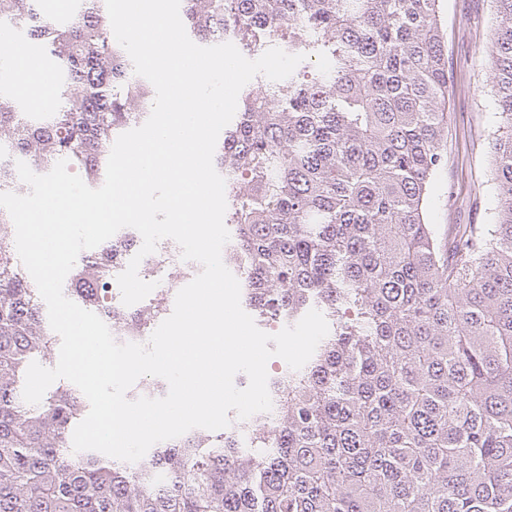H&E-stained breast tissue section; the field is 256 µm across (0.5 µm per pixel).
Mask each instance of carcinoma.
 Listing matches in <instances>:
<instances>
[{"label":"carcinoma","mask_w":512,"mask_h":512,"mask_svg":"<svg viewBox=\"0 0 512 512\" xmlns=\"http://www.w3.org/2000/svg\"><path fill=\"white\" fill-rule=\"evenodd\" d=\"M76 0H0L9 31L41 42L57 74L37 110L0 59V192L15 161L65 159L103 180L115 139L142 125L152 84L103 11ZM441 0H181L190 39L245 37L303 54L282 81L256 76L217 142L230 240L224 264L256 315L329 325L265 417L248 453L222 432L170 439L128 466L75 452L89 402L65 379L22 398L54 345L45 302L0 207V512H512V0H493L494 223L438 237L428 189L448 144ZM124 244L78 257L65 295L140 330L165 297L112 309Z\"/></svg>","instance_id":"carcinoma-1"}]
</instances>
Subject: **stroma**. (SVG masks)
Returning a JSON list of instances; mask_svg holds the SVG:
<instances>
[{"mask_svg":"<svg viewBox=\"0 0 512 512\" xmlns=\"http://www.w3.org/2000/svg\"><path fill=\"white\" fill-rule=\"evenodd\" d=\"M440 8L454 92L448 101V161L431 182L427 213L429 223L443 236L452 224L494 221L489 143L497 135V125L488 63L493 0H441Z\"/></svg>","mask_w":512,"mask_h":512,"instance_id":"1","label":"stroma"}]
</instances>
